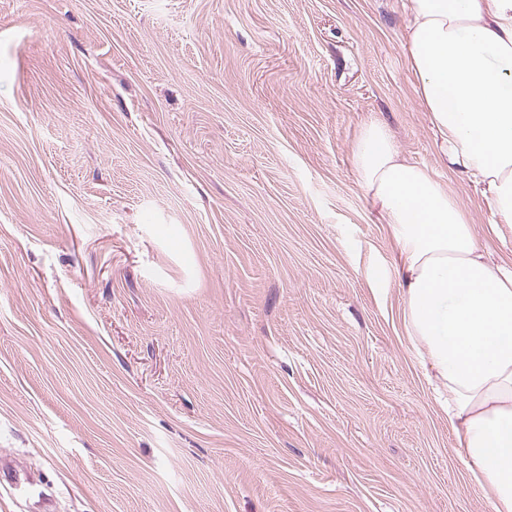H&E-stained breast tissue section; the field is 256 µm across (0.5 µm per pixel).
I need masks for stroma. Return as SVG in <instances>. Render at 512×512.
Masks as SVG:
<instances>
[{
    "label": "stroma",
    "instance_id": "stroma-1",
    "mask_svg": "<svg viewBox=\"0 0 512 512\" xmlns=\"http://www.w3.org/2000/svg\"><path fill=\"white\" fill-rule=\"evenodd\" d=\"M405 0H0V467L50 512H492L400 318L376 120L475 237Z\"/></svg>",
    "mask_w": 512,
    "mask_h": 512
}]
</instances>
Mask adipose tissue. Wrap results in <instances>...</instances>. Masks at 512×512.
Returning a JSON list of instances; mask_svg holds the SVG:
<instances>
[{
    "instance_id": "1",
    "label": "adipose tissue",
    "mask_w": 512,
    "mask_h": 512,
    "mask_svg": "<svg viewBox=\"0 0 512 512\" xmlns=\"http://www.w3.org/2000/svg\"><path fill=\"white\" fill-rule=\"evenodd\" d=\"M415 90L450 170L512 224V0H407ZM362 188L396 245L404 333L470 478L512 512V262H495L447 185L407 162L385 125L356 141Z\"/></svg>"
}]
</instances>
